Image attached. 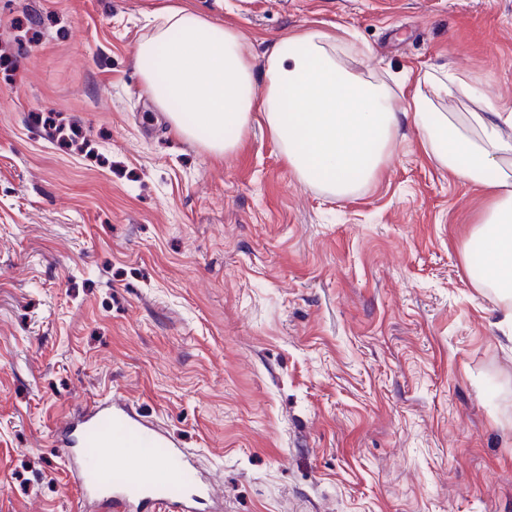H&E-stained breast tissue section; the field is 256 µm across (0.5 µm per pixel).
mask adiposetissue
Wrapping results in <instances>:
<instances>
[{
	"mask_svg": "<svg viewBox=\"0 0 512 512\" xmlns=\"http://www.w3.org/2000/svg\"><path fill=\"white\" fill-rule=\"evenodd\" d=\"M157 19L135 63L179 135L221 156L238 147L259 112L301 182L341 199L378 177L400 117L386 86L338 61L334 35L313 29L281 37L258 77L231 26L188 6ZM473 93L455 76L432 82L427 94L414 88L412 118L425 154L490 201L469 241L478 286L504 305L495 326L511 346L512 111L447 114L432 103Z\"/></svg>",
	"mask_w": 512,
	"mask_h": 512,
	"instance_id": "adipose-tissue-1",
	"label": "adipose tissue"
}]
</instances>
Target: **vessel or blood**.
<instances>
[{
    "instance_id": "obj_1",
    "label": "vessel or blood",
    "mask_w": 512,
    "mask_h": 512,
    "mask_svg": "<svg viewBox=\"0 0 512 512\" xmlns=\"http://www.w3.org/2000/svg\"><path fill=\"white\" fill-rule=\"evenodd\" d=\"M87 448L111 449L112 470H91ZM156 448L165 449L166 457L147 469ZM56 451L83 498L102 512H197L201 497L210 493L183 450L120 402L99 400L74 413L57 429Z\"/></svg>"
}]
</instances>
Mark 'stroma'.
I'll list each match as a JSON object with an SVG mask.
<instances>
[{
	"instance_id": "stroma-1",
	"label": "stroma",
	"mask_w": 512,
	"mask_h": 512,
	"mask_svg": "<svg viewBox=\"0 0 512 512\" xmlns=\"http://www.w3.org/2000/svg\"><path fill=\"white\" fill-rule=\"evenodd\" d=\"M336 34L388 85L512 109V0H0V512H82L57 456L125 399L221 512H512V349L463 245L486 200L402 119L376 181L300 182L266 127L215 156L134 66L155 11ZM431 92L435 97H454L457 94L465 96H474L477 98L476 91L467 85L462 79L451 76L447 81H434L431 83Z\"/></svg>"
}]
</instances>
